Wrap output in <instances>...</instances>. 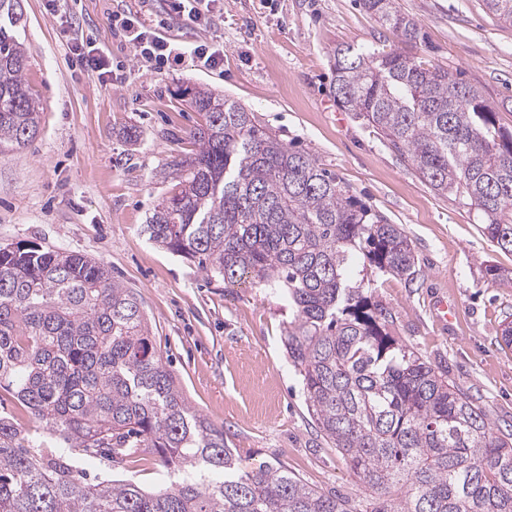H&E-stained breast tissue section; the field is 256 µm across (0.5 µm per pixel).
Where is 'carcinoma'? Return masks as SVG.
I'll return each instance as SVG.
<instances>
[{
    "label": "carcinoma",
    "instance_id": "obj_1",
    "mask_svg": "<svg viewBox=\"0 0 512 512\" xmlns=\"http://www.w3.org/2000/svg\"><path fill=\"white\" fill-rule=\"evenodd\" d=\"M361 7L403 41L417 23L394 0ZM512 22V0H486ZM23 0H0V151L39 133L25 79ZM339 104L405 155L438 193L481 214L483 234L512 252V131L445 69L397 50L333 52ZM204 122L174 161L177 190L148 219L149 240L215 273L283 295L288 361L316 427L364 485L349 500L283 466L239 467L224 428L192 411L150 339L133 291L104 262L33 242L0 247V388L41 424L0 414V512H512V433L391 334L373 282L354 259L411 281L414 247L348 194L309 153L253 123L208 89ZM150 448L167 465L224 474L145 490L85 481L78 455L119 463Z\"/></svg>",
    "mask_w": 512,
    "mask_h": 512
}]
</instances>
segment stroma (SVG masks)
<instances>
[{
    "mask_svg": "<svg viewBox=\"0 0 512 512\" xmlns=\"http://www.w3.org/2000/svg\"><path fill=\"white\" fill-rule=\"evenodd\" d=\"M421 27L414 53L462 78L512 130V23L484 0H395ZM26 81L40 130L17 152L0 153V246L33 241L103 261L136 294L154 347L192 410L223 427L242 464L281 465L301 480L355 498L363 487L311 419L282 331L292 312L270 289L225 287L222 277L151 243L143 226L175 190L174 160L192 153L202 124L183 91L210 89L243 105L256 125L313 155L350 194L410 238L417 277L375 274V299L389 328L450 383L479 398L492 425L512 424V346L500 342L512 315V253L483 235L473 210L435 192L410 161L341 107L331 67L336 47H398L359 0H224V14L198 28L168 0H77L68 34L23 0ZM132 11L160 36L207 43L222 72L192 60L157 72L115 35L114 15ZM83 35L121 63L119 79L82 67L70 40ZM135 138H128V131ZM498 268L499 278L487 275ZM443 299L455 316L440 325ZM88 481L129 480L155 489L181 480L145 449L113 463L79 456Z\"/></svg>",
    "mask_w": 512,
    "mask_h": 512,
    "instance_id": "obj_1",
    "label": "stroma"
}]
</instances>
